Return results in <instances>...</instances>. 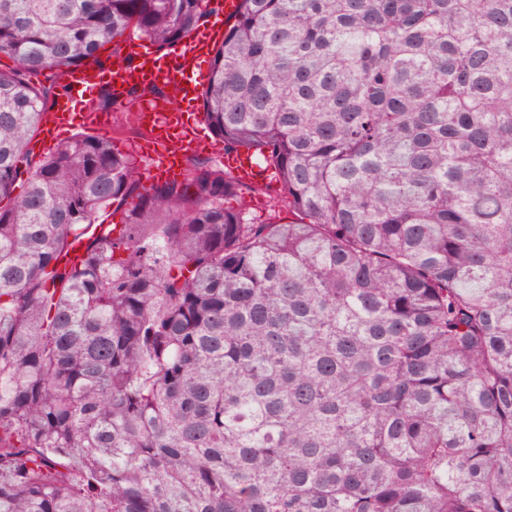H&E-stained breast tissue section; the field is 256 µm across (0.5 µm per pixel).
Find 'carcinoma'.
Wrapping results in <instances>:
<instances>
[{
  "label": "carcinoma",
  "instance_id": "cac0c4a2",
  "mask_svg": "<svg viewBox=\"0 0 512 512\" xmlns=\"http://www.w3.org/2000/svg\"><path fill=\"white\" fill-rule=\"evenodd\" d=\"M218 9L0 0V512H512V0H241L204 121L296 221L30 152L29 75Z\"/></svg>",
  "mask_w": 512,
  "mask_h": 512
}]
</instances>
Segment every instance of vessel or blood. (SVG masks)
Masks as SVG:
<instances>
[{
  "instance_id": "b4317fda",
  "label": "vessel or blood",
  "mask_w": 512,
  "mask_h": 512,
  "mask_svg": "<svg viewBox=\"0 0 512 512\" xmlns=\"http://www.w3.org/2000/svg\"><path fill=\"white\" fill-rule=\"evenodd\" d=\"M222 37L220 27L203 26L178 47L164 53L142 52L136 65H116L110 69L90 65L71 70L67 79L72 92L56 103L53 112L46 114L42 132L51 134L66 127L93 124V115L83 111L77 97L92 94L98 87L108 86L114 103L122 105L128 101L132 84L161 86L165 90L164 105L153 119L155 130L150 138L148 180L153 184L175 180L182 173L184 154L195 151L200 144L190 121V111L196 108L200 90L208 80L206 61ZM226 165L243 183H258L262 175L247 152L227 157Z\"/></svg>"
}]
</instances>
